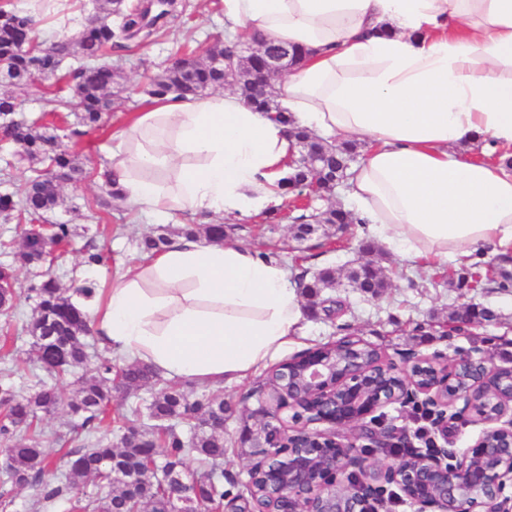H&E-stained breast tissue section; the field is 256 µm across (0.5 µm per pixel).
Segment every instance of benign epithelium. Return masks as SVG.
Wrapping results in <instances>:
<instances>
[{"label": "benign epithelium", "mask_w": 512, "mask_h": 512, "mask_svg": "<svg viewBox=\"0 0 512 512\" xmlns=\"http://www.w3.org/2000/svg\"><path fill=\"white\" fill-rule=\"evenodd\" d=\"M258 59L253 80L258 90L273 92L271 80L290 72L287 56L249 40L234 43L233 53L213 61L224 67L225 84L236 85L234 60ZM288 397L276 405L297 409L294 425L273 426L264 410L239 437L251 468L264 472L274 496L288 502L285 512H366V500L381 484L396 485L417 507L416 512H506L503 497L512 484V367L489 364L484 357L460 352L452 365L421 359L399 367L383 356L370 357L366 345L351 337L333 350L319 346L281 363ZM435 405L438 429L462 419L447 414L448 404L461 400L483 424L473 445L453 456L448 449L414 453L406 463L394 457L379 469L363 464L356 441L344 428L390 406L413 403L419 396ZM366 447L382 452L393 447L390 432L361 428Z\"/></svg>", "instance_id": "7a95c632"}]
</instances>
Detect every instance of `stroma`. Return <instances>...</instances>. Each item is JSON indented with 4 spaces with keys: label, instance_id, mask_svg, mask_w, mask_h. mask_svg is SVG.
I'll return each instance as SVG.
<instances>
[{
    "label": "stroma",
    "instance_id": "1",
    "mask_svg": "<svg viewBox=\"0 0 512 512\" xmlns=\"http://www.w3.org/2000/svg\"><path fill=\"white\" fill-rule=\"evenodd\" d=\"M186 3V12L176 27L161 30L153 41L136 39L112 51V64L121 71L124 84L132 94L114 99L104 127L80 137L66 138V145L79 156L96 163L105 152L120 153L121 146L112 133L117 126L137 117L138 106L144 100L138 89L146 78L160 73L185 51L204 55L216 39L223 37L222 0H186ZM61 194L64 205L54 217L69 221L75 229L73 242L62 263L65 267L76 268L78 277L94 280L105 289L135 257L141 236L157 233L159 227H176L186 221L177 211L164 218H153L125 206L107 214L85 208L87 199L100 194V182L96 179L76 185L63 184ZM233 223L237 227V241L259 251L274 246L286 264L312 273L323 267L335 268L339 285L323 289L322 294L343 301L346 310L329 320L321 310L307 311L306 348L333 343L351 334L379 348L384 356L401 366L420 356L446 362L460 349L484 352L498 365L512 364V287L459 288L449 280L456 270L455 264L439 269L423 262L404 260L384 249L376 260L391 286L382 297L374 298L344 285L347 272L361 258L359 245L364 235L359 225H351L344 233L329 227L313 238L299 240L286 216L272 223L256 216L237 217ZM90 242L103 247L109 260L106 265L85 270L80 268L79 262L83 247ZM467 305L494 310L499 317L498 324L476 323L470 325L466 333H449L446 327L449 314ZM222 396L227 407L224 445L232 450L226 467L243 482L247 479L249 461L235 454L234 449L244 422L260 403L269 399L265 377L260 374L244 385L224 388ZM418 426L415 410L410 405L384 408L377 412L372 424L373 429L393 431L405 438L409 448L421 450L425 444L417 436Z\"/></svg>",
    "mask_w": 512,
    "mask_h": 512
}]
</instances>
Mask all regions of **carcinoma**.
Wrapping results in <instances>:
<instances>
[{
  "label": "carcinoma",
  "instance_id": "1",
  "mask_svg": "<svg viewBox=\"0 0 512 512\" xmlns=\"http://www.w3.org/2000/svg\"><path fill=\"white\" fill-rule=\"evenodd\" d=\"M153 20H140L139 6H126L124 0H97L98 14L82 29L64 34L51 43L39 40L34 18L21 11L0 8V59L7 58L11 68L7 84L21 90L27 85L34 65L46 76L56 74L69 58L79 65L65 74L69 94L48 92L49 110L35 120L17 116L15 94H0V125L10 128L12 143L27 161L29 175L13 190L0 192V219L20 227L19 239L0 240V249L15 248L14 260L20 267H53L66 253L75 234L73 225L53 222L49 231L38 226L46 215L55 212L62 202L59 189L47 186L41 171L52 166L72 181H83L92 169L84 167L64 142L58 139L57 123L67 119L72 105L79 106L77 128L73 135L83 134L82 127L98 125L103 112L112 106V96L122 87L118 71L104 62L121 41L130 39L136 30L148 38L162 19L179 17L177 0L156 5ZM257 44L288 53V64L297 67L301 55L295 45L255 34ZM231 51L218 39L199 59L187 56V65L172 66L155 76L145 94L163 99L170 89H180V97H196L224 86V73L212 60ZM257 112L289 126V135L296 145L311 156L323 155L320 165L325 177L348 178V171L357 155V145L338 144L330 148L328 140L299 127L274 97H256L251 102ZM307 170L295 166L281 181L283 194L295 193V186L305 181ZM295 236L305 240L321 224L338 221L359 224L354 212L341 207L318 211L294 207ZM186 236L205 237L222 242L227 232L222 224H191L181 228ZM169 242L168 235H146L138 243L143 254L159 252ZM357 288L373 296H381L389 288V280L377 262L367 259L349 274ZM302 293L310 300L320 296L321 289L336 285V269L324 267L312 277L303 271L295 275ZM0 315L6 321L14 317L17 291L14 269L0 265ZM98 285L86 280L70 290L61 285L51 271L27 288L34 300V313L26 330L32 339L34 355L17 357L13 366L0 376V474L4 483L32 492L38 507L58 506L63 512H176V487H181L182 507L190 512H216L224 500L238 502L239 512H253L265 500L261 478L248 477L239 484L224 468V399L217 389L202 386V394L191 397L176 385L166 383L152 395L145 406L150 424L129 426L112 442L104 422L109 413L112 390H138L161 383L153 368L134 361L121 366L108 358L90 365L91 332L84 311L72 300V294L85 299L95 297ZM77 375L78 388L64 399L51 380L62 375ZM65 410L76 417L70 432L58 435L55 442L69 447L60 461L50 456L43 444L39 424L45 415ZM195 457L196 469L185 470V457ZM97 491H84L87 482Z\"/></svg>",
  "mask_w": 512,
  "mask_h": 512
}]
</instances>
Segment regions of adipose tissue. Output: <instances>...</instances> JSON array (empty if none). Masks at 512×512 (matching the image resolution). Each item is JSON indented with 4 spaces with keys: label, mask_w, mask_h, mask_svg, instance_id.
Segmentation results:
<instances>
[{
    "label": "adipose tissue",
    "mask_w": 512,
    "mask_h": 512,
    "mask_svg": "<svg viewBox=\"0 0 512 512\" xmlns=\"http://www.w3.org/2000/svg\"><path fill=\"white\" fill-rule=\"evenodd\" d=\"M255 29L305 51L276 89L284 110L312 132L367 139L346 186L369 237L436 266L512 249V173L464 151L487 139L512 151V0H224L225 39ZM115 136L127 150L103 169L118 203L196 217L278 203L294 149L236 92L152 100ZM88 317L112 353L224 387L308 337L287 268L229 237H172Z\"/></svg>",
    "instance_id": "1"
}]
</instances>
